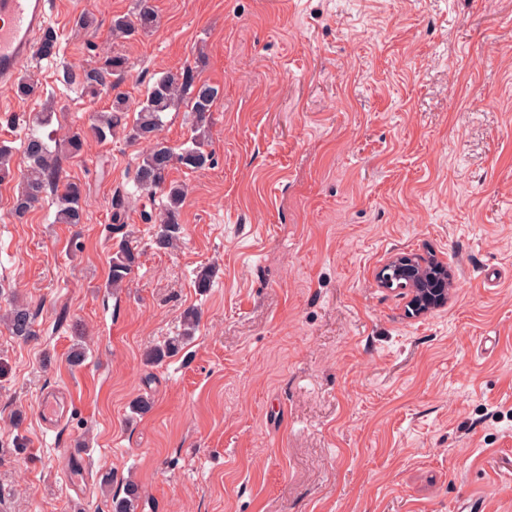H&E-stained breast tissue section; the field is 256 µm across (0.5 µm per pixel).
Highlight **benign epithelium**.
<instances>
[{"label": "benign epithelium", "mask_w": 512, "mask_h": 512, "mask_svg": "<svg viewBox=\"0 0 512 512\" xmlns=\"http://www.w3.org/2000/svg\"><path fill=\"white\" fill-rule=\"evenodd\" d=\"M377 281L382 288L408 291V307L419 315L445 306L452 287L448 263L432 253H402L391 258L378 271Z\"/></svg>", "instance_id": "1"}]
</instances>
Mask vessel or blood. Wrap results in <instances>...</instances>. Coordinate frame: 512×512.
Segmentation results:
<instances>
[{
	"mask_svg": "<svg viewBox=\"0 0 512 512\" xmlns=\"http://www.w3.org/2000/svg\"><path fill=\"white\" fill-rule=\"evenodd\" d=\"M54 0H0V88L15 82L19 71L32 61L40 47L39 38L48 28ZM65 407L53 392L41 399V419L53 426L64 416Z\"/></svg>",
	"mask_w": 512,
	"mask_h": 512,
	"instance_id": "vessel-or-blood-1",
	"label": "vessel or blood"
}]
</instances>
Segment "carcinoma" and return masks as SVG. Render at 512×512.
I'll return each mask as SVG.
<instances>
[{
  "mask_svg": "<svg viewBox=\"0 0 512 512\" xmlns=\"http://www.w3.org/2000/svg\"><path fill=\"white\" fill-rule=\"evenodd\" d=\"M155 10L149 0H138L135 18L115 16L112 19V34L128 37L139 31L149 32L157 26ZM45 59H53L59 53L58 38L48 30L39 49ZM127 68V58L121 54L103 57L100 66L80 72L66 70L62 82L79 85L82 90L96 95L106 86L111 77L121 75ZM218 96V88L197 80L195 71L186 67L176 73L159 76L140 103L137 118L129 130L128 137L134 141L148 143L140 157L134 175L137 190L160 193L162 206L156 219L157 231L154 244L159 249H170L180 239V216L185 199L183 185L168 180L169 171L175 166L188 170L203 169L212 164L213 158L206 150L211 123V109ZM190 104L192 136L182 147L175 149L159 138L164 126V116L181 102ZM129 106L120 94L112 99L111 111L100 115L90 126V131L99 140H105L117 128L124 125ZM53 113L40 112L35 118L36 128L30 130L23 142L27 167L23 176V189L14 201V214L24 217L42 198L46 191L58 185L63 186L58 197L55 222L59 224H80L83 220L85 185L77 181H63L61 156L76 157L82 154L86 145V133L77 130L53 148L50 139L44 137L39 128L51 123ZM139 264V254L126 242H119L113 251L108 272V287L115 290L124 287ZM8 329L15 336L38 335L35 329V314L27 305L11 303L5 313ZM141 498L140 488L127 483L124 496L113 502V512H136Z\"/></svg>",
  "mask_w": 512,
  "mask_h": 512,
  "instance_id": "carcinoma-1",
  "label": "carcinoma"
}]
</instances>
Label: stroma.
Segmentation results:
<instances>
[{"instance_id":"35a3bbf8","label":"stroma","mask_w":512,"mask_h":512,"mask_svg":"<svg viewBox=\"0 0 512 512\" xmlns=\"http://www.w3.org/2000/svg\"><path fill=\"white\" fill-rule=\"evenodd\" d=\"M151 3L157 28L116 40L138 0H57L60 56L24 69L39 92L0 93V308L28 304L38 331L0 322V512H112L130 481L137 512H512V0ZM113 52L110 91L59 82ZM187 66L219 95L212 165L169 173L188 186L175 248L152 242L146 146L123 128L63 167L88 187L82 223H55L51 193L15 218L36 113L61 139ZM122 239L140 264L115 293ZM426 251L454 286L410 317L376 273ZM190 308L195 335L146 362ZM49 389L71 401L54 429Z\"/></svg>"}]
</instances>
